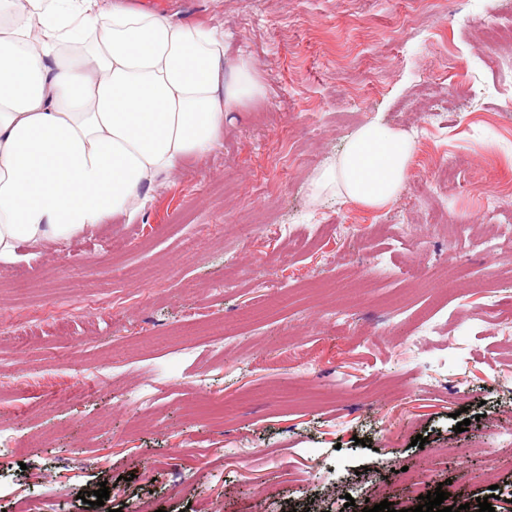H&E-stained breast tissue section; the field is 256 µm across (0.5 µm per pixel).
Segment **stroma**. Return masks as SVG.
Instances as JSON below:
<instances>
[{
	"mask_svg": "<svg viewBox=\"0 0 512 512\" xmlns=\"http://www.w3.org/2000/svg\"><path fill=\"white\" fill-rule=\"evenodd\" d=\"M169 14L223 29L263 94L133 221L0 262V512H363L407 503L420 459L448 505L512 512V460L488 456L512 431V55L487 64L485 41L512 0ZM425 82L460 87L461 112L419 102ZM372 122L413 139L423 201L314 195ZM436 208L466 238L430 231ZM103 484V505L79 500Z\"/></svg>",
	"mask_w": 512,
	"mask_h": 512,
	"instance_id": "35a3bbf8",
	"label": "stroma"
}]
</instances>
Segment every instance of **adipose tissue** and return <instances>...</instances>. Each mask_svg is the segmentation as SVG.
<instances>
[{
	"instance_id": "adipose-tissue-1",
	"label": "adipose tissue",
	"mask_w": 512,
	"mask_h": 512,
	"mask_svg": "<svg viewBox=\"0 0 512 512\" xmlns=\"http://www.w3.org/2000/svg\"><path fill=\"white\" fill-rule=\"evenodd\" d=\"M262 93L249 60L225 69L216 29L112 0H0V261L136 217ZM413 152L404 133L364 125L314 186L384 206Z\"/></svg>"
}]
</instances>
